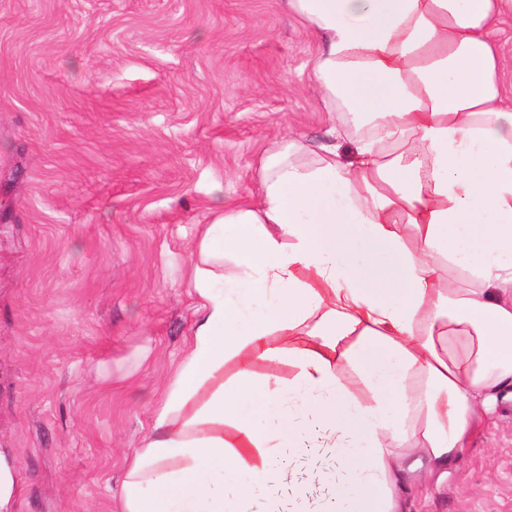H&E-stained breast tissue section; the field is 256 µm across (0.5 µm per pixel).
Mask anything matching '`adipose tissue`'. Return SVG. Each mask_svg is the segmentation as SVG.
I'll return each mask as SVG.
<instances>
[{"label": "adipose tissue", "mask_w": 512, "mask_h": 512, "mask_svg": "<svg viewBox=\"0 0 512 512\" xmlns=\"http://www.w3.org/2000/svg\"><path fill=\"white\" fill-rule=\"evenodd\" d=\"M285 2L324 42L328 140L289 136L255 200L201 225L202 315L122 512H250L258 489L280 512L269 453L316 426L345 461L343 512H409L512 397V0ZM282 361L287 382L255 377Z\"/></svg>", "instance_id": "adipose-tissue-1"}]
</instances>
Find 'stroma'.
Instances as JSON below:
<instances>
[{
	"instance_id": "35a3bbf8",
	"label": "stroma",
	"mask_w": 512,
	"mask_h": 512,
	"mask_svg": "<svg viewBox=\"0 0 512 512\" xmlns=\"http://www.w3.org/2000/svg\"><path fill=\"white\" fill-rule=\"evenodd\" d=\"M322 43L283 0H0V448L18 512H119L125 455L192 339L191 253L220 194L329 117ZM284 512L338 462L270 460ZM306 495L294 496L296 487ZM411 512H512V398Z\"/></svg>"
}]
</instances>
